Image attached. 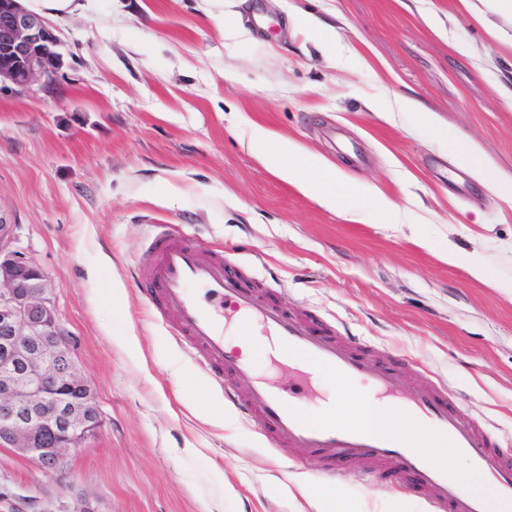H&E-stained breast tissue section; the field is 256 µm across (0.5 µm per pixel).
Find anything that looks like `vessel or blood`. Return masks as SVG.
I'll return each mask as SVG.
<instances>
[{"instance_id":"1","label":"vessel or blood","mask_w":512,"mask_h":512,"mask_svg":"<svg viewBox=\"0 0 512 512\" xmlns=\"http://www.w3.org/2000/svg\"><path fill=\"white\" fill-rule=\"evenodd\" d=\"M148 255L138 279L149 308L165 313L177 335L196 349L198 360L216 382L249 385L237 409L277 445L298 456L317 453L328 463L364 457L397 467L426 488L438 512H489L488 500L463 492L448 473L411 442L346 424H315L300 405L322 374L367 384L381 401L403 406L429 431L467 457L473 470L493 488L499 502L512 504V449L502 447L479 424L457 411L447 392L420 387L407 377L406 362L376 365L361 349L341 344L327 331L309 325L273 304L258 301L241 284L232 259L212 254L173 225H153ZM264 336L268 347L248 356L229 345V323ZM287 374L280 384L278 374Z\"/></svg>"}]
</instances>
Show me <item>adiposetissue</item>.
Masks as SVG:
<instances>
[{
  "label": "adipose tissue",
  "instance_id": "obj_1",
  "mask_svg": "<svg viewBox=\"0 0 512 512\" xmlns=\"http://www.w3.org/2000/svg\"><path fill=\"white\" fill-rule=\"evenodd\" d=\"M249 147L269 162L276 176L328 208H336L355 193L354 187L343 183L320 157L305 153L295 142L267 128L251 127ZM336 400L346 408L353 425L414 440L426 453L434 454L436 462L446 467L465 491L490 495V487L479 474L450 462L444 452L447 440L426 433L402 407L373 402L342 382L336 385Z\"/></svg>",
  "mask_w": 512,
  "mask_h": 512
}]
</instances>
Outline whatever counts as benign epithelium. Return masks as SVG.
<instances>
[{
    "label": "benign epithelium",
    "instance_id": "1",
    "mask_svg": "<svg viewBox=\"0 0 512 512\" xmlns=\"http://www.w3.org/2000/svg\"><path fill=\"white\" fill-rule=\"evenodd\" d=\"M59 39L19 0H0V85L23 92L55 86ZM0 214V447L45 470L82 448L100 426L91 387L78 374L72 337L61 324L40 265L14 246Z\"/></svg>",
    "mask_w": 512,
    "mask_h": 512
}]
</instances>
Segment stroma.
Instances as JSON below:
<instances>
[{
    "label": "stroma",
    "instance_id": "1",
    "mask_svg": "<svg viewBox=\"0 0 512 512\" xmlns=\"http://www.w3.org/2000/svg\"><path fill=\"white\" fill-rule=\"evenodd\" d=\"M99 0L53 23L59 87L0 89V212L48 274L97 435L47 472L0 447V487L41 512H306L277 494L313 476L344 512H434L396 471L368 476L272 446L225 401L196 353L150 313L136 281L151 224L237 260L263 302L405 357L491 436L512 438V201L433 132V113L512 179V15L486 0ZM257 123L323 157L360 192L328 210L248 149ZM409 224L383 225L377 197ZM451 241L497 287L417 245Z\"/></svg>",
    "mask_w": 512,
    "mask_h": 512
}]
</instances>
